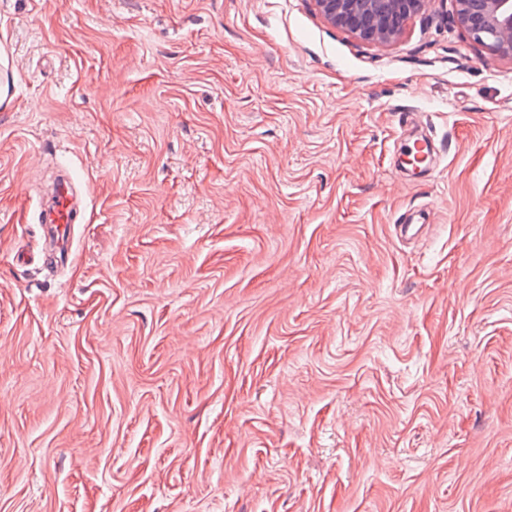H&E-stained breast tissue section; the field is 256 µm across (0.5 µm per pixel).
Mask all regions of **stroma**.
I'll return each mask as SVG.
<instances>
[{
  "instance_id": "stroma-1",
  "label": "stroma",
  "mask_w": 512,
  "mask_h": 512,
  "mask_svg": "<svg viewBox=\"0 0 512 512\" xmlns=\"http://www.w3.org/2000/svg\"><path fill=\"white\" fill-rule=\"evenodd\" d=\"M450 9L0 0V512H512V61ZM429 0H314L330 24L357 39L385 45L396 40L411 17L422 13ZM400 150L403 156L400 161L402 169L419 173L427 172L433 166L438 154L435 143L423 136H417L414 139L407 137ZM407 161H411V164ZM44 224L56 235L64 239L70 234L75 221L73 211V190L67 181L60 182L51 203L43 210Z\"/></svg>"
}]
</instances>
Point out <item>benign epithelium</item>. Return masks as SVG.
<instances>
[{
  "label": "benign epithelium",
  "mask_w": 512,
  "mask_h": 512,
  "mask_svg": "<svg viewBox=\"0 0 512 512\" xmlns=\"http://www.w3.org/2000/svg\"><path fill=\"white\" fill-rule=\"evenodd\" d=\"M429 0H314L330 24L357 39L385 45L396 40ZM451 19L486 54L512 61V0H450Z\"/></svg>",
  "instance_id": "7a95c632"
}]
</instances>
